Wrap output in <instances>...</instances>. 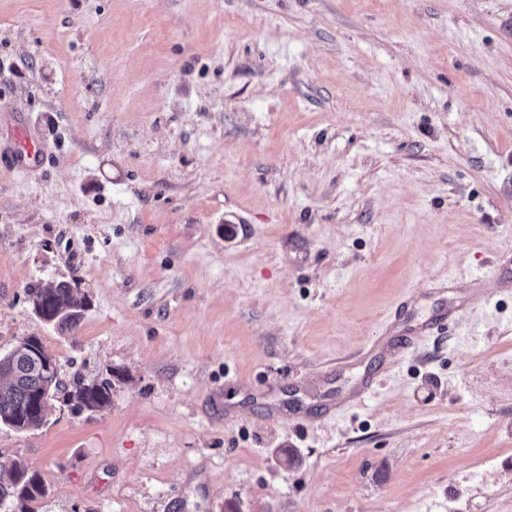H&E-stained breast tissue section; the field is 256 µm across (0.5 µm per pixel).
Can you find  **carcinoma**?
<instances>
[{
	"label": "carcinoma",
	"instance_id": "cac0c4a2",
	"mask_svg": "<svg viewBox=\"0 0 512 512\" xmlns=\"http://www.w3.org/2000/svg\"><path fill=\"white\" fill-rule=\"evenodd\" d=\"M29 302L36 314L52 321L62 333L75 331L83 320L81 310L87 299L65 281L47 282L29 291ZM32 338H23L13 349L0 355V425L17 432L37 429L47 421L46 412L36 407L37 396L62 394L76 406L97 412L111 403L112 379L78 380L67 385L55 372L48 373L30 355ZM0 469L9 476L0 482V504L13 498L20 502L21 512H35L29 504L46 494L41 476L28 469L19 458L5 459L0 455Z\"/></svg>",
	"mask_w": 512,
	"mask_h": 512
}]
</instances>
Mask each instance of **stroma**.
<instances>
[{"label": "stroma", "mask_w": 512, "mask_h": 512, "mask_svg": "<svg viewBox=\"0 0 512 512\" xmlns=\"http://www.w3.org/2000/svg\"><path fill=\"white\" fill-rule=\"evenodd\" d=\"M1 105L0 354L112 380L0 426L37 512H512V0H0ZM10 128L13 143L10 153L14 159L11 169L25 170L36 160L42 145L25 120L13 118ZM39 284L29 291V302L35 304V312L41 319L52 321L50 325L62 333L74 332L83 320L87 307L85 295L65 281ZM444 324V317L440 318L438 321L422 324L420 326L410 328L407 330L405 334H403L397 341L391 344V348L395 349L391 353V362H395L398 360L401 350L410 347H416L423 342L426 341L428 336H431L433 330H439V328Z\"/></svg>", "instance_id": "stroma-1"}]
</instances>
